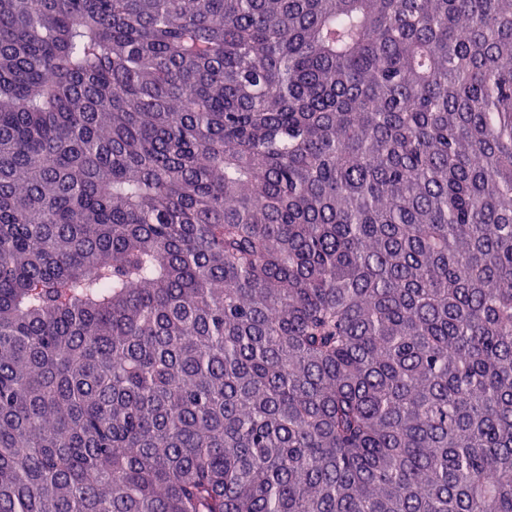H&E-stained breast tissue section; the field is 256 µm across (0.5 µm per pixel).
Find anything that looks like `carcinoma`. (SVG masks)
Instances as JSON below:
<instances>
[{"label": "carcinoma", "mask_w": 512, "mask_h": 512, "mask_svg": "<svg viewBox=\"0 0 512 512\" xmlns=\"http://www.w3.org/2000/svg\"><path fill=\"white\" fill-rule=\"evenodd\" d=\"M0 512H512V0H0Z\"/></svg>", "instance_id": "cac0c4a2"}]
</instances>
